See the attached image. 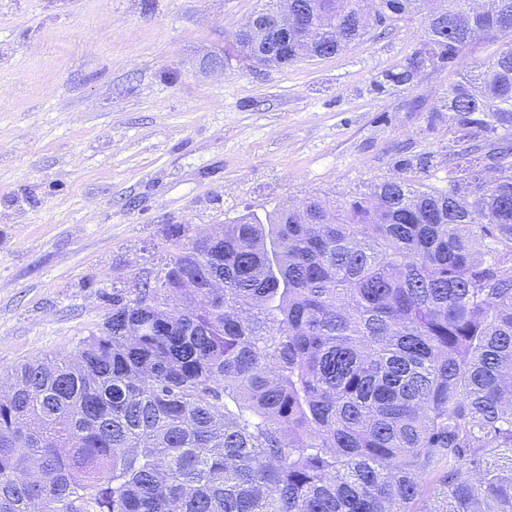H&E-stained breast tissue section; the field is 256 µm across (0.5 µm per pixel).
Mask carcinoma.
<instances>
[{"instance_id":"carcinoma-1","label":"carcinoma","mask_w":512,"mask_h":512,"mask_svg":"<svg viewBox=\"0 0 512 512\" xmlns=\"http://www.w3.org/2000/svg\"><path fill=\"white\" fill-rule=\"evenodd\" d=\"M294 5L278 66L419 13L390 82L486 53L439 108L456 177L169 225L76 353L7 372L0 512H512V0Z\"/></svg>"}]
</instances>
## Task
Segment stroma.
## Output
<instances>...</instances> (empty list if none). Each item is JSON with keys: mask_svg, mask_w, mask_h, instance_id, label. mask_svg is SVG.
Listing matches in <instances>:
<instances>
[{"mask_svg": "<svg viewBox=\"0 0 512 512\" xmlns=\"http://www.w3.org/2000/svg\"><path fill=\"white\" fill-rule=\"evenodd\" d=\"M260 0H0V369L69 354L170 224L339 202L464 146L439 106L472 70L396 86L422 16L284 68L225 56Z\"/></svg>", "mask_w": 512, "mask_h": 512, "instance_id": "obj_1", "label": "stroma"}]
</instances>
